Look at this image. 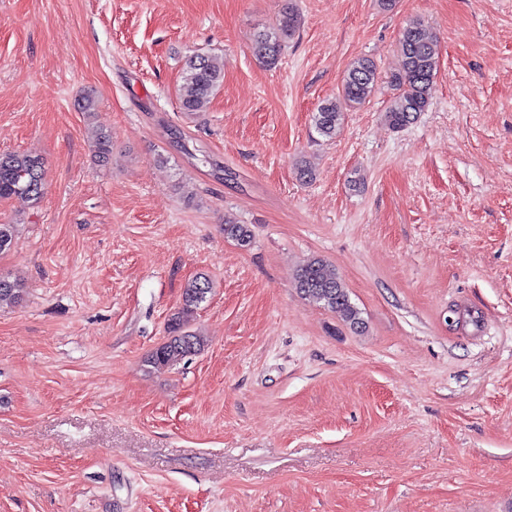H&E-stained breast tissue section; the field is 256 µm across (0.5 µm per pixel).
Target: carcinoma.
I'll return each mask as SVG.
<instances>
[{
	"label": "carcinoma",
	"instance_id": "cac0c4a2",
	"mask_svg": "<svg viewBox=\"0 0 512 512\" xmlns=\"http://www.w3.org/2000/svg\"><path fill=\"white\" fill-rule=\"evenodd\" d=\"M299 13L293 0H286L276 25L257 35L253 53L263 62H277L286 40L299 26ZM402 67L389 77L397 95L387 108V118L396 129L413 124L429 106V89L438 74L439 49L426 25L419 19L409 21L399 36ZM381 79L378 66L369 57H358L343 77L341 91L335 99L322 101L314 113L318 133L328 139L336 136L344 112L363 106L373 95ZM223 73L214 59L205 55L190 56L185 60L183 82L179 88L182 111L195 114L203 111L221 81ZM96 157L106 163L112 156V139L101 130L96 143ZM44 163L42 158L28 153L0 154V199L21 197L34 204L44 195ZM224 236L242 247L251 244L253 234L247 224H224ZM296 288L307 299L318 303L353 329L363 325L359 309L350 301L343 281L329 272L323 260L315 258L297 273ZM210 293L209 279L199 275L188 281L182 292V303L168 320V339L153 350L147 363L155 370L168 368L195 354L203 347V340L188 330L191 318L207 301ZM24 289L14 281L0 276V304L18 302Z\"/></svg>",
	"mask_w": 512,
	"mask_h": 512
}]
</instances>
